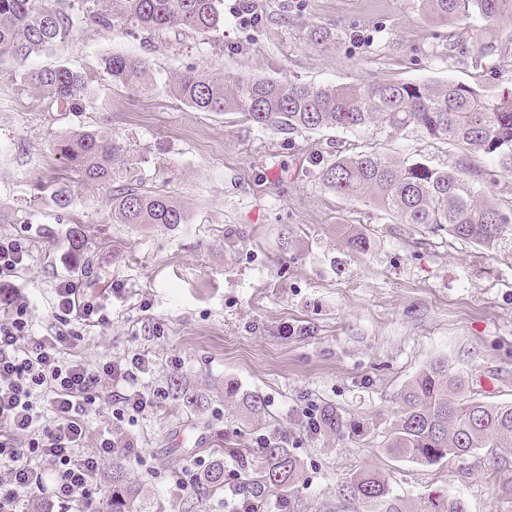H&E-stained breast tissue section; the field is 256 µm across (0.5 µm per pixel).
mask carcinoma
<instances>
[{
    "label": "carcinoma",
    "instance_id": "obj_1",
    "mask_svg": "<svg viewBox=\"0 0 512 512\" xmlns=\"http://www.w3.org/2000/svg\"><path fill=\"white\" fill-rule=\"evenodd\" d=\"M432 17L465 26L476 17L485 25L468 40L475 63L496 55L499 36L494 22L512 14V0H423ZM0 0V59L24 63L30 56L64 44L89 18L104 29L123 27L133 34H160L180 27L219 33L224 13L218 0ZM112 82L139 95L157 91L147 60L112 54L102 58ZM20 81L33 86L67 112H84L93 102L87 77L57 63L22 72ZM170 90L201 112H233L254 125L290 134L322 129L384 126L416 128L434 143L453 145L468 154L493 158L512 170V92L489 94L477 84L455 80L373 82L368 85L311 87L273 77H216L189 66L177 74ZM51 149L67 160L83 183L112 187L135 165L127 145L101 130H74L53 139ZM323 184L336 194L369 201L402 224H417L433 232L474 243L483 249L512 255V218L454 170L425 163L397 161L377 151L340 152L320 170ZM112 220L117 224H162L175 228L187 222L184 210L168 195L142 187L122 186L112 193ZM354 253L365 254L370 236L352 231L346 238ZM461 376L436 360L422 369L401 394L402 410L384 436L383 448L394 458L435 465L448 457L465 458L480 448L512 445V403L489 405L466 396ZM320 424L358 433L331 407L322 410ZM263 487L284 491L294 484L299 463L278 442L264 448ZM354 499L374 512H404L386 476L364 469L353 477ZM204 490L224 488V465H213ZM138 489L112 477L111 512H133ZM421 512H466L462 500L437 491L427 496Z\"/></svg>",
    "mask_w": 512,
    "mask_h": 512
}]
</instances>
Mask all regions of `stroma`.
<instances>
[{
  "instance_id": "35a3bbf8",
  "label": "stroma",
  "mask_w": 512,
  "mask_h": 512,
  "mask_svg": "<svg viewBox=\"0 0 512 512\" xmlns=\"http://www.w3.org/2000/svg\"><path fill=\"white\" fill-rule=\"evenodd\" d=\"M220 0L221 34L171 30L146 39L87 21L35 70L62 61L94 77L92 108L63 111L24 86L12 60L0 61V240L20 242L24 264L0 276V311L23 305L38 335L64 333L63 358L93 366L150 362L140 389L160 405L131 415L102 402L83 450L111 438L122 462L103 457L95 485L109 512L112 472L139 489L135 512H224L223 492L200 494L202 468L222 461L224 478L247 484L265 464L262 442H281L299 461V481L265 493L271 512H366L348 487L363 468L384 472L403 507L440 491L467 512H512L498 474L512 475V446L420 466L388 457L383 436L400 393L429 362L461 375L468 395L512 403V257L401 224L320 179L345 148L376 150L457 168L503 212L512 211V171L453 146H434L413 129H323L288 134L235 113L200 112L168 82L191 65L214 75L272 76L319 86L374 81L456 80L486 92L512 91V62L477 72L466 38L430 17L422 0ZM145 58L158 82L145 97L112 84L100 60ZM102 129L125 141L145 188L181 205L186 224H116L110 191L73 182L51 151L59 134ZM70 185L59 209L51 186ZM372 248L352 254L347 229ZM84 242L74 258L68 239ZM99 303L94 326L55 313L60 278ZM182 383L192 402L167 391ZM265 401L251 413L245 393ZM333 407L367 433L310 432L308 411Z\"/></svg>"
}]
</instances>
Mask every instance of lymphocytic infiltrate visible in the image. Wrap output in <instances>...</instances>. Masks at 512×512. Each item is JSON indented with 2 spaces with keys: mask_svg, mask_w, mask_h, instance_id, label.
Listing matches in <instances>:
<instances>
[{
  "mask_svg": "<svg viewBox=\"0 0 512 512\" xmlns=\"http://www.w3.org/2000/svg\"><path fill=\"white\" fill-rule=\"evenodd\" d=\"M63 336L34 334L24 310L0 318V463L8 472L0 482V512H24L30 499L49 497L65 503L84 499L86 512H96L90 488L99 471V459L82 453L89 412L99 398L102 378L125 385L120 403L141 412L154 401L137 387L148 363L139 356L129 364L93 367L64 360ZM55 418L52 428L42 426L44 412ZM28 436L19 446V436ZM58 467L53 486H46L35 466L41 458Z\"/></svg>",
  "mask_w": 512,
  "mask_h": 512,
  "instance_id": "lymphocytic-infiltrate-1",
  "label": "lymphocytic infiltrate"
}]
</instances>
